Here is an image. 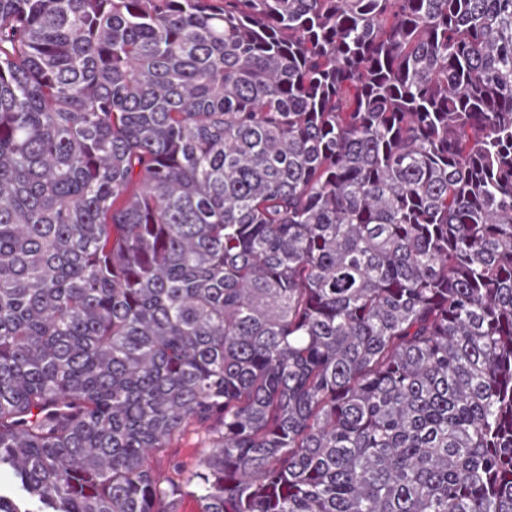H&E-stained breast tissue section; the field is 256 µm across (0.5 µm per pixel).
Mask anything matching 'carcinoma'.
<instances>
[{"instance_id":"obj_1","label":"carcinoma","mask_w":512,"mask_h":512,"mask_svg":"<svg viewBox=\"0 0 512 512\" xmlns=\"http://www.w3.org/2000/svg\"><path fill=\"white\" fill-rule=\"evenodd\" d=\"M2 470L512 512V0H0ZM198 436L191 429L178 440H174L169 448H163L153 459L154 467L162 472H167L173 464H192L196 458L198 448Z\"/></svg>"}]
</instances>
